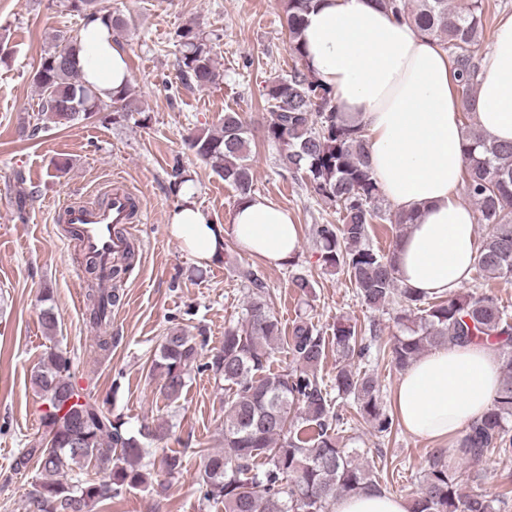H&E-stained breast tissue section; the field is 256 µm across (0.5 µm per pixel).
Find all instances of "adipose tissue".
<instances>
[{"label":"adipose tissue","instance_id":"ef3b65f1","mask_svg":"<svg viewBox=\"0 0 512 512\" xmlns=\"http://www.w3.org/2000/svg\"><path fill=\"white\" fill-rule=\"evenodd\" d=\"M302 40L309 68L331 88L339 111L359 117L385 199L413 217L394 250L400 284L422 295L452 296L469 279L482 242L458 193L466 105L456 94L447 52L377 0H320ZM77 58L102 99L119 96L130 81L125 53L103 21L82 29ZM468 106L488 138L512 141V14L498 21ZM178 194L170 231L199 264L220 260L228 240L275 266L292 261L300 248L293 215L267 198L248 197L215 224L198 206L193 182L181 184ZM501 380L494 346H441L403 370L395 410L408 433L447 445L488 410ZM409 506L405 498L364 491L337 500L333 512H409Z\"/></svg>","mask_w":512,"mask_h":512}]
</instances>
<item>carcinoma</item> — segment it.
<instances>
[{
	"instance_id": "1",
	"label": "carcinoma",
	"mask_w": 512,
	"mask_h": 512,
	"mask_svg": "<svg viewBox=\"0 0 512 512\" xmlns=\"http://www.w3.org/2000/svg\"><path fill=\"white\" fill-rule=\"evenodd\" d=\"M318 0H282L294 64L285 77L271 81L264 93L270 121L264 139L276 145L289 171L304 177L314 193L336 206L338 224H318L315 237L321 260L341 269L354 284L363 305L380 309L399 300L408 322L407 334L392 347L395 365L403 370L426 351L442 345L489 341L502 356L501 387L488 411L461 437L458 451L478 464L488 455H512V313L488 293H457L435 302L399 285L392 255L367 243L371 225L387 221L404 229L412 216L391 214L376 184L365 149L364 128L353 115L339 112L332 90L304 62L300 44L307 14ZM395 17L416 25L448 52L457 76L465 111L478 90L479 46L486 22L484 0H378ZM63 6L86 22L102 19L114 29L125 21L105 6L89 11L87 0H63ZM183 47L178 59L183 79L200 88L218 83L221 74L207 34L187 28L177 34ZM78 38L57 33L41 56L33 81L41 96L43 121L64 125L89 119L100 111L101 99L86 85L76 56ZM113 119H127L142 108L130 89L112 98ZM250 131L238 113H224L216 133L197 131L188 146L212 163L237 200L252 194L254 169L249 155ZM463 185L475 206L477 223L489 232L474 268L485 279L512 278V143L489 139L478 127L469 129L465 143ZM86 265L97 284L85 294L90 318L101 322L112 308V290L99 284L95 265ZM252 288L245 325L224 329L222 347L199 362L193 338L184 332L166 336L152 371L162 380L161 394L171 403L180 399L186 378L195 369L213 373L228 386L224 402V448L208 456L201 475L204 498L224 504V512H332L336 499L361 491H378L372 470L360 462L355 448L341 445L335 429L342 414L331 407L336 399L353 401L356 414L383 436L392 433L394 419L381 403L377 379L351 365V359L371 354L378 325L369 336L339 319L332 343L338 356L331 385L317 371L326 354V339L308 317L294 320L282 335L265 300V285L247 275ZM287 345L294 367L271 371L272 358ZM71 360L51 351L32 383L46 405L44 432L15 461L20 471L36 460L44 474L30 493L29 512H93L112 503L124 489L148 485L151 471L142 463L141 439L163 440L169 428L159 424L139 431L123 429L125 422L100 404L91 388L71 380ZM94 466L99 479L72 480L74 468ZM160 468L169 476L184 469L183 458L166 454ZM506 495H464L450 474L443 455L433 458L424 474L410 512H497Z\"/></svg>"
}]
</instances>
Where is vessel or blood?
I'll use <instances>...</instances> for the list:
<instances>
[{
	"instance_id": "obj_1",
	"label": "vessel or blood",
	"mask_w": 512,
	"mask_h": 512,
	"mask_svg": "<svg viewBox=\"0 0 512 512\" xmlns=\"http://www.w3.org/2000/svg\"><path fill=\"white\" fill-rule=\"evenodd\" d=\"M138 210L135 196L118 178L114 179L104 203L84 205L66 201L58 208L62 222L77 229L81 250L95 259L104 274L109 273L113 261L129 246L128 237L118 231L119 225L132 223V215Z\"/></svg>"
}]
</instances>
